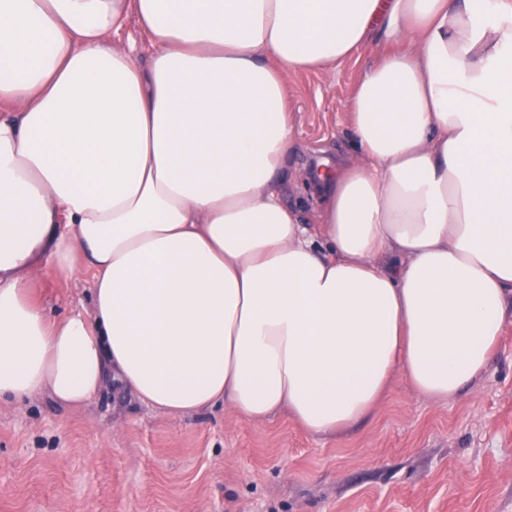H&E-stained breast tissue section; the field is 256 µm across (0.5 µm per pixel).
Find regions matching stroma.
<instances>
[{
  "instance_id": "obj_1",
  "label": "stroma",
  "mask_w": 512,
  "mask_h": 512,
  "mask_svg": "<svg viewBox=\"0 0 512 512\" xmlns=\"http://www.w3.org/2000/svg\"><path fill=\"white\" fill-rule=\"evenodd\" d=\"M369 44L328 70L288 76L297 150L282 179L305 200L309 167L349 159L348 102L383 53ZM91 273L40 277L50 318L91 313ZM0 512H512V319L487 371L445 402L403 376L348 429L314 435L280 412L229 405L174 418L114 383L83 406L45 395L0 401Z\"/></svg>"
}]
</instances>
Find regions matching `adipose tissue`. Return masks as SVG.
<instances>
[{"instance_id": "obj_1", "label": "adipose tissue", "mask_w": 512, "mask_h": 512, "mask_svg": "<svg viewBox=\"0 0 512 512\" xmlns=\"http://www.w3.org/2000/svg\"><path fill=\"white\" fill-rule=\"evenodd\" d=\"M512 0H0V398L106 379L320 435L395 374L462 394L512 316ZM136 20L139 66L112 36ZM397 44L316 224L280 176L290 72ZM93 273L49 319L42 275Z\"/></svg>"}]
</instances>
